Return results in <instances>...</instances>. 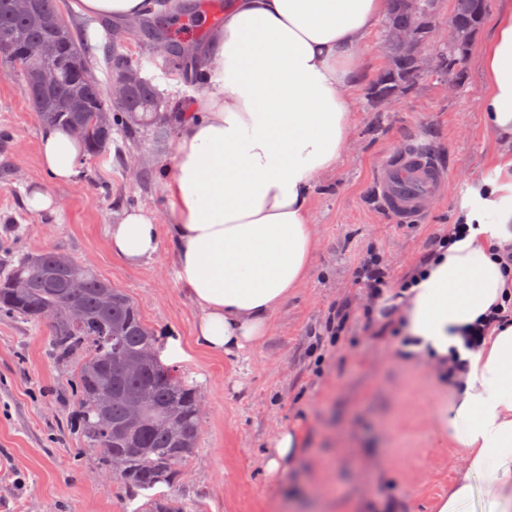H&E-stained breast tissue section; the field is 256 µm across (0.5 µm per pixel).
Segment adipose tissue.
<instances>
[{
	"instance_id": "1",
	"label": "adipose tissue",
	"mask_w": 512,
	"mask_h": 512,
	"mask_svg": "<svg viewBox=\"0 0 512 512\" xmlns=\"http://www.w3.org/2000/svg\"><path fill=\"white\" fill-rule=\"evenodd\" d=\"M83 18L168 13L170 0H74ZM387 0H226L203 56L201 116L174 115L173 164L162 183L173 222L172 261L196 311L197 345L235 355L268 336L276 310L308 279L317 248L310 192L335 172L355 128L358 49ZM484 121L502 152L462 198L461 230L435 251L400 300L404 352L447 378L456 396L435 426L459 466L432 512H512V320L470 342L472 329L512 295V0H502L481 49ZM83 143L47 127L40 165L56 182L80 173ZM114 256L137 266L160 247L152 213L123 211L108 229ZM298 427L264 454L268 477L301 452Z\"/></svg>"
}]
</instances>
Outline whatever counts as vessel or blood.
<instances>
[{
  "label": "vessel or blood",
  "instance_id": "vessel-or-blood-1",
  "mask_svg": "<svg viewBox=\"0 0 512 512\" xmlns=\"http://www.w3.org/2000/svg\"><path fill=\"white\" fill-rule=\"evenodd\" d=\"M448 174L423 147L411 145L385 167L376 185L380 208L403 224L419 222L425 203L447 182Z\"/></svg>",
  "mask_w": 512,
  "mask_h": 512
}]
</instances>
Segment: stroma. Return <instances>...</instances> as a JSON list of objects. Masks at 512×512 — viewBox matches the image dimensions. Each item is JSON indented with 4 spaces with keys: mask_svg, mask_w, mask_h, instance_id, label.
<instances>
[{
    "mask_svg": "<svg viewBox=\"0 0 512 512\" xmlns=\"http://www.w3.org/2000/svg\"><path fill=\"white\" fill-rule=\"evenodd\" d=\"M490 33L485 23L473 36L464 86L452 93L424 76L389 112L376 111L366 94L386 60L381 29L367 36L352 147L311 196L318 239L311 277L276 311L263 344L236 356L196 346V312L180 293L169 237L138 267L110 249L107 229L123 210L140 207L158 224L171 223L161 182L174 133L159 136L156 123L135 138L113 131L101 155L84 156L76 181L47 180L38 155L43 125L19 74L0 63V263L47 247L63 250L128 293L161 340L180 339L185 355L176 365L203 399L199 448L172 489L189 512H352L359 501L432 512L447 492L457 460L430 421L438 400L454 390L406 360L398 337L382 333L356 271L375 252L392 282H400L425 258L428 242L447 234L461 200L457 177L471 184L496 164L500 147L479 109L480 49ZM123 52L156 86L164 111H195L203 85L182 81L164 52L136 37ZM409 144L425 147L453 179L421 222L402 224L379 208L374 187ZM33 181L45 184L58 211L27 209ZM339 309L349 322L336 337L326 326ZM46 338V328L0 315V512H137L148 491L128 499L122 485L98 474L78 433L67 429L69 372L49 358ZM293 425L304 433L301 457L269 480L268 440Z\"/></svg>",
    "mask_w": 512,
    "mask_h": 512,
    "instance_id": "stroma-1",
    "label": "stroma"
}]
</instances>
